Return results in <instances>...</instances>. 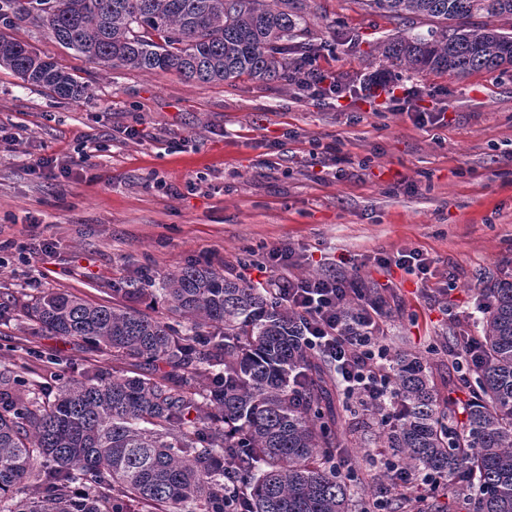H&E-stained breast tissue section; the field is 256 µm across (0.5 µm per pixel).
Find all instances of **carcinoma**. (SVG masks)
Segmentation results:
<instances>
[{
    "label": "carcinoma",
    "mask_w": 512,
    "mask_h": 512,
    "mask_svg": "<svg viewBox=\"0 0 512 512\" xmlns=\"http://www.w3.org/2000/svg\"><path fill=\"white\" fill-rule=\"evenodd\" d=\"M405 21L375 47L379 74L465 75L512 67V0H361ZM482 22H476V19ZM28 23L105 68L231 84L297 83L310 35L304 0H0V67L61 99L77 75L7 30ZM171 319L43 291L23 307L31 338L67 336L137 369H101L48 390L0 371V512H349L357 490L336 467L327 361L305 319L271 289L208 266L165 274ZM112 292L152 294L133 280ZM483 362L465 404L414 355L392 359L403 410L379 435L409 471L448 474L464 512H512V281L488 289Z\"/></svg>",
    "instance_id": "1"
}]
</instances>
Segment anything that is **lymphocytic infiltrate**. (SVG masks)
Listing matches in <instances>:
<instances>
[{
  "mask_svg": "<svg viewBox=\"0 0 512 512\" xmlns=\"http://www.w3.org/2000/svg\"><path fill=\"white\" fill-rule=\"evenodd\" d=\"M269 285L305 315L307 347L331 361L344 391L363 402L383 404L390 420H398L394 369L379 339L385 314L381 298L363 296L359 279L342 272L273 279Z\"/></svg>",
  "mask_w": 512,
  "mask_h": 512,
  "instance_id": "1",
  "label": "lymphocytic infiltrate"
}]
</instances>
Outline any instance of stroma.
I'll return each mask as SVG.
<instances>
[{
    "label": "stroma",
    "instance_id": "1",
    "mask_svg": "<svg viewBox=\"0 0 512 512\" xmlns=\"http://www.w3.org/2000/svg\"><path fill=\"white\" fill-rule=\"evenodd\" d=\"M309 5L316 66L367 81L372 45L399 22L356 0ZM12 35L74 70L88 92L57 99L0 69V370L28 367L55 387L90 365L112 369L111 357L62 336L29 342L23 307L40 292L109 304L127 280L157 282L189 264L263 284L269 250L285 247L300 257L293 276L343 270L383 287L389 350L416 354L468 396L448 350L479 329L461 313L512 281V68L389 80L372 100L332 105L281 82L105 69L31 25ZM410 87L424 108L443 102L442 124L388 110ZM125 127L141 138L120 137ZM42 156L82 171L49 175L33 167ZM405 248L431 260L427 283L374 262ZM378 432L360 420L345 451L372 494Z\"/></svg>",
    "mask_w": 512,
    "mask_h": 512
}]
</instances>
